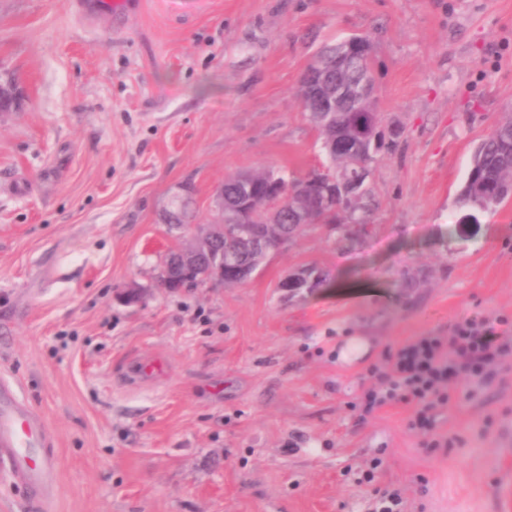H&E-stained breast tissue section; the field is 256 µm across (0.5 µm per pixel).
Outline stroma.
Listing matches in <instances>:
<instances>
[{"instance_id":"35a3bbf8","label":"stroma","mask_w":512,"mask_h":512,"mask_svg":"<svg viewBox=\"0 0 512 512\" xmlns=\"http://www.w3.org/2000/svg\"><path fill=\"white\" fill-rule=\"evenodd\" d=\"M374 42L395 153L368 234L304 227L250 281L158 284L179 185L211 223L224 180L321 161L298 91L312 55ZM0 377L57 437L51 512H512V355L451 387L433 426L355 405L369 370L466 319L512 336V200L464 224L478 144L512 116V0H140L125 23L75 0H0ZM315 265L322 288L279 283ZM145 299L126 304L129 284ZM357 336L368 355L338 351ZM159 358L158 380L128 367Z\"/></svg>"}]
</instances>
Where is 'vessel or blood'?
Returning <instances> with one entry per match:
<instances>
[{
	"label": "vessel or blood",
	"instance_id": "1",
	"mask_svg": "<svg viewBox=\"0 0 512 512\" xmlns=\"http://www.w3.org/2000/svg\"><path fill=\"white\" fill-rule=\"evenodd\" d=\"M0 467L26 489L34 512L59 481L51 429L32 405L18 399L7 380L0 382Z\"/></svg>",
	"mask_w": 512,
	"mask_h": 512
}]
</instances>
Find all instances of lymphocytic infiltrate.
<instances>
[{
	"label": "lymphocytic infiltrate",
	"mask_w": 512,
	"mask_h": 512,
	"mask_svg": "<svg viewBox=\"0 0 512 512\" xmlns=\"http://www.w3.org/2000/svg\"><path fill=\"white\" fill-rule=\"evenodd\" d=\"M511 354L512 338L498 335L486 321L467 319L449 335L418 337L391 355L386 366L372 369L375 382L360 399V415L371 416L397 401L415 406L411 428H431L430 413L447 403L453 381L489 380Z\"/></svg>",
	"instance_id": "f902f5d3"
}]
</instances>
